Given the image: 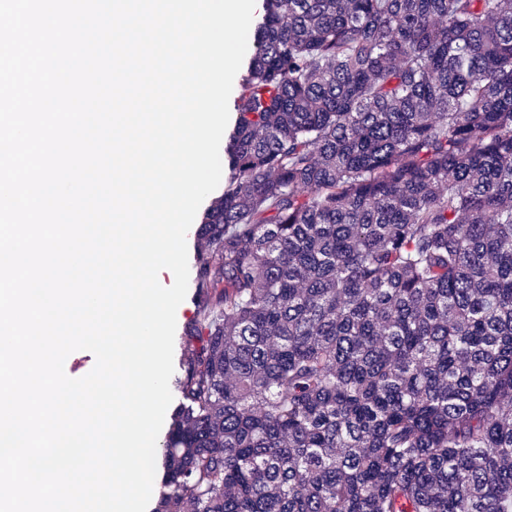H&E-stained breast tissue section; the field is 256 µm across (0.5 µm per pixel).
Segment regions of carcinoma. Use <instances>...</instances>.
<instances>
[{
    "mask_svg": "<svg viewBox=\"0 0 512 512\" xmlns=\"http://www.w3.org/2000/svg\"><path fill=\"white\" fill-rule=\"evenodd\" d=\"M156 512H512V0H264Z\"/></svg>",
    "mask_w": 512,
    "mask_h": 512,
    "instance_id": "obj_1",
    "label": "carcinoma"
}]
</instances>
